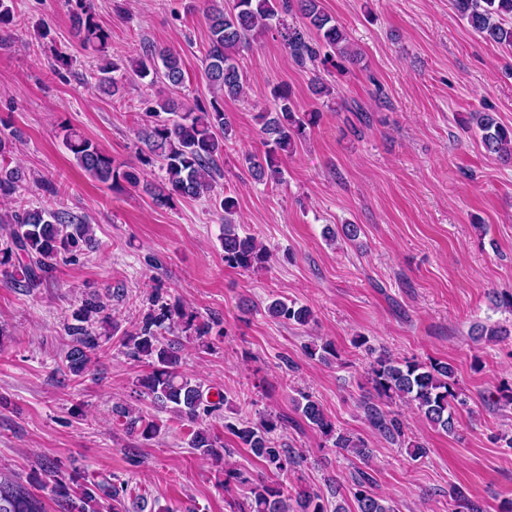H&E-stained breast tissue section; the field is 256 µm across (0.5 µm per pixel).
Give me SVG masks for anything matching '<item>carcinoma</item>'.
<instances>
[{"label": "carcinoma", "instance_id": "cac0c4a2", "mask_svg": "<svg viewBox=\"0 0 512 512\" xmlns=\"http://www.w3.org/2000/svg\"><path fill=\"white\" fill-rule=\"evenodd\" d=\"M458 15L484 40L512 48V0H452ZM299 13L302 26H290L287 17ZM209 44L205 55V74L214 96L209 105L196 101L194 105L177 97H165L145 112L138 130L144 163L159 164L165 172L159 186H148L155 205L168 207L176 199L207 197L214 207L224 212V264L233 269H258L269 262V250L252 234L241 235L234 224L236 198L226 195L213 197L216 178L222 175L219 161L224 143L235 136L234 128L220 101L235 99L244 93L245 77L239 57L252 48L257 38L278 25L289 54L304 66L320 63L340 67L358 62V52L349 43L346 31L321 7V0H232L224 7L211 4L206 8ZM75 35L81 44L98 54L97 87L117 94L121 84L115 77L135 76L151 83L161 82L175 90L184 82L180 55L171 49L153 44L141 47L130 60H116L107 54L110 33L97 20L91 0H75L72 8ZM315 33L312 40L309 33ZM271 108L258 113L265 150L248 153L244 163L257 182L278 185L283 182L281 160L304 141L320 113L302 112L291 90L278 85L272 92ZM470 123L480 132L483 148L501 159L512 160V127L498 121L492 112H474ZM67 149L76 165L91 179L115 189L127 184L140 185V173L116 162L112 154L76 131L64 136ZM9 140L0 138V199L12 200L29 186V176L18 166L11 165ZM5 235L0 240V275L23 284L39 287L57 268L59 257L98 247L93 227L85 217L68 210H53L45 206L22 208L10 214H0ZM269 314L278 320L306 325L312 312L280 299L268 306ZM111 325L109 304L99 294L85 298L72 314L65 332L71 343L64 355L66 371L81 378L88 374L103 352V342L112 333L100 329ZM182 327L192 330L196 339L209 346L212 326L197 322L194 312L181 305L153 301L149 311L133 330L124 331L122 345L126 354L136 360L148 361L151 371L137 379L140 394L158 407L191 423L213 415L224 405V395L182 371L181 342L170 337ZM473 332L488 342H497L512 335V330L500 326L477 325ZM375 391L390 399L414 404L434 428L450 432L455 426V410L463 404L457 390L455 370L446 362L422 363L390 354L379 355L372 367ZM302 416L323 434L334 438L333 446L366 461L370 451L364 441L333 429L319 402L306 395L297 402ZM370 424L385 439L397 442L404 436L402 424L390 412L376 405L366 407ZM116 420L127 433L145 440L154 439L160 427L147 420L130 406L113 408ZM279 418L269 414L257 423L243 422L231 431L242 445L261 459L273 473L288 471L299 454L284 448L274 437ZM188 446L220 464L224 460V445L220 438L204 429L189 432ZM75 488L55 481L70 512H127L112 475L100 474L92 480L71 479ZM373 478L366 471L358 472L350 492L357 512H398L393 501L372 491ZM250 501L241 503L235 512H350L345 499L333 503L318 493L299 489L295 494L284 490L272 480L251 483ZM0 512H43L41 502L7 483L0 482Z\"/></svg>", "mask_w": 512, "mask_h": 512}]
</instances>
